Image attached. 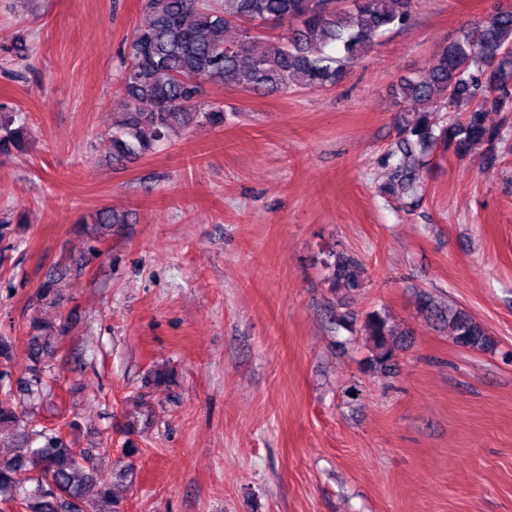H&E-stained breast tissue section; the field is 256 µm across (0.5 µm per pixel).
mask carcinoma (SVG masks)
Returning a JSON list of instances; mask_svg holds the SVG:
<instances>
[{
  "mask_svg": "<svg viewBox=\"0 0 512 512\" xmlns=\"http://www.w3.org/2000/svg\"><path fill=\"white\" fill-rule=\"evenodd\" d=\"M413 0H142L145 22L135 28L123 49L120 95L123 111L113 119L104 150L115 164L143 157L158 143L194 125H224V108L201 101L202 85L215 77L254 91L320 89L341 82L347 65L386 33L408 24ZM288 23L282 46L265 53L253 49L259 31ZM237 28V41L224 34ZM395 96L406 118L396 147L387 159V189L406 207L422 195L419 172L409 165L415 147L438 143L464 155L484 146L491 161L501 128L486 125V113L503 114L512 125V8L499 9L467 26L440 48L428 71L404 78ZM464 102L460 117H444ZM27 127L17 112L0 105V154L23 150ZM124 219L108 211L96 213L91 235L112 232ZM327 280L340 292L332 317L336 326L350 329L357 316L348 308L347 294L364 287L361 263L343 250L328 253ZM73 270H51L37 288L44 307H55L70 287ZM427 317L448 324L453 342L462 348L491 352L495 342L475 317L462 308L444 309L431 297L419 298ZM360 331L368 342L364 371L388 373L399 349L396 325L378 311L365 314ZM64 328L35 316L27 336L28 377L20 392L29 405L15 402L12 390L0 394V437L8 435L14 452L0 458V504H23L25 512H100L97 504L121 512L111 483L97 467L91 448H74L65 436L36 430L31 405L49 387L53 340ZM165 364L150 370L152 384L172 381ZM34 473L33 487H19L17 475Z\"/></svg>",
  "mask_w": 512,
  "mask_h": 512,
  "instance_id": "obj_1",
  "label": "carcinoma"
}]
</instances>
